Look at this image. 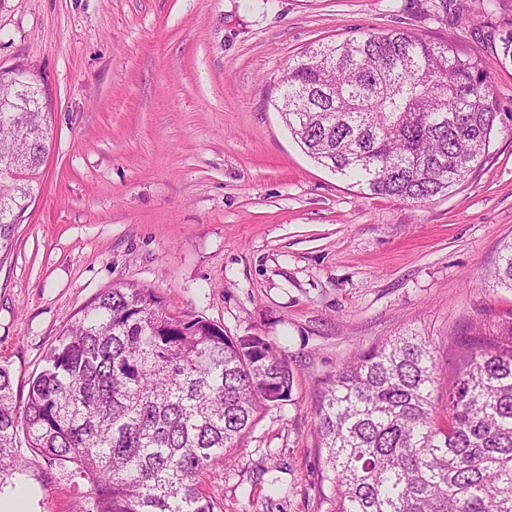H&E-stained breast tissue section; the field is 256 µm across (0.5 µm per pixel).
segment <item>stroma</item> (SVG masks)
<instances>
[{"label":"stroma","instance_id":"1","mask_svg":"<svg viewBox=\"0 0 512 512\" xmlns=\"http://www.w3.org/2000/svg\"><path fill=\"white\" fill-rule=\"evenodd\" d=\"M404 30L479 52L499 132L483 165L424 203L378 197L310 158L277 82L319 43ZM512 0H0V68L40 71L55 114L43 184L0 262V364L17 404L60 332L101 291L155 289L173 312L264 336L293 374L200 479L215 512H329L319 393L394 336L435 350L512 311L491 273L512 240ZM0 491L77 512L89 485L30 448Z\"/></svg>","mask_w":512,"mask_h":512}]
</instances>
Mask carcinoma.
Instances as JSON below:
<instances>
[{
    "label": "carcinoma",
    "mask_w": 512,
    "mask_h": 512,
    "mask_svg": "<svg viewBox=\"0 0 512 512\" xmlns=\"http://www.w3.org/2000/svg\"><path fill=\"white\" fill-rule=\"evenodd\" d=\"M0 85V257L40 191L53 116L41 74ZM279 112L315 162L371 194L426 202L467 181L498 129L479 53L405 31L364 32L304 52L280 80ZM495 277L512 288V242ZM448 398L417 335L379 342L321 391L317 435L330 512H512V315L470 323ZM288 361L262 336H230L168 311L151 288L102 291L56 339L14 400L0 365V482L22 469L24 433L49 466L91 484L83 512H214L199 477L270 403L288 401ZM447 418L437 425L433 413Z\"/></svg>",
    "instance_id": "1"
}]
</instances>
